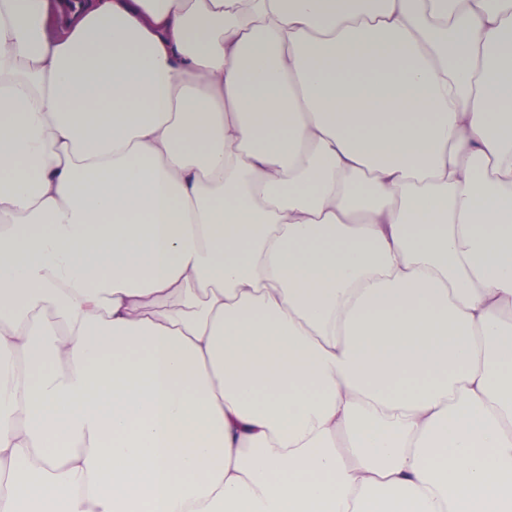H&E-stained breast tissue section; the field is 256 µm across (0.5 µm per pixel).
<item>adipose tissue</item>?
Returning a JSON list of instances; mask_svg holds the SVG:
<instances>
[{"mask_svg": "<svg viewBox=\"0 0 512 512\" xmlns=\"http://www.w3.org/2000/svg\"><path fill=\"white\" fill-rule=\"evenodd\" d=\"M0 512H512V0H0Z\"/></svg>", "mask_w": 512, "mask_h": 512, "instance_id": "obj_1", "label": "adipose tissue"}]
</instances>
